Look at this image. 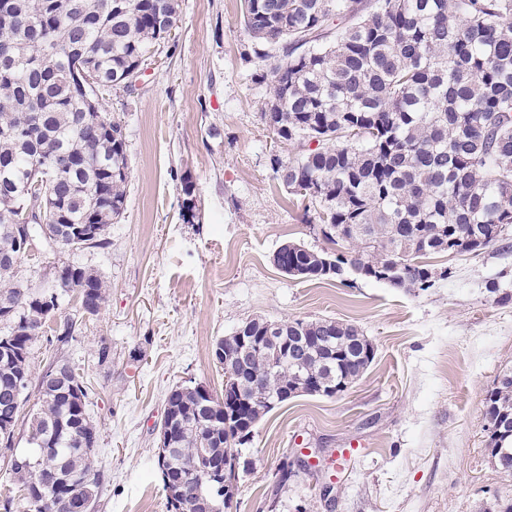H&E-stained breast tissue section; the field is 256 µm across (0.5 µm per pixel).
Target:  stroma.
<instances>
[{"label": "stroma", "mask_w": 512, "mask_h": 512, "mask_svg": "<svg viewBox=\"0 0 512 512\" xmlns=\"http://www.w3.org/2000/svg\"><path fill=\"white\" fill-rule=\"evenodd\" d=\"M240 14L241 0H181L170 44L134 86L102 95L129 158L108 246L72 253L43 242L19 268L40 286L69 260L108 284L67 350L90 383L99 430L96 512H168L156 464L167 393L190 380L223 395L212 346L256 317L352 323L376 355L343 394L296 397L259 422L237 512H489L494 496L512 498V477L488 454L484 408L512 368V302L486 290L495 281L512 294V233L477 255L430 256L450 276L425 291L351 271L320 280L279 271L272 256L283 243L331 245L274 177L272 156L290 149L261 120L269 88L257 79L262 64L244 56ZM185 177L198 200L191 224ZM352 443L361 454L340 472L337 453Z\"/></svg>", "instance_id": "1"}]
</instances>
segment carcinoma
Listing matches in <instances>:
<instances>
[{
  "label": "carcinoma",
  "mask_w": 512,
  "mask_h": 512,
  "mask_svg": "<svg viewBox=\"0 0 512 512\" xmlns=\"http://www.w3.org/2000/svg\"><path fill=\"white\" fill-rule=\"evenodd\" d=\"M178 0H0V254L14 250L25 222L18 177L42 197V222L62 249L104 247L124 212L129 159L121 125L71 78L78 66L118 85L164 43ZM337 19L345 25L335 28ZM247 55L265 67L271 97L266 127L293 148L272 159L275 179L300 204L318 208L323 236L347 251L330 255L288 243L283 266L307 280L365 279L402 264L392 288L437 282L424 258L477 253L512 225V0H243ZM182 218L196 217L195 188L182 181ZM58 294L78 291L97 315L107 285L77 263L61 265ZM81 322L43 308V290L0 265V468L24 512H93L102 492L93 469L97 426L88 381L65 348ZM288 355L266 384L251 372L264 350L251 346L238 378L257 424L276 395L304 379L355 381L372 363V342L354 324L332 319L281 323ZM54 356L38 373L32 345ZM242 347L235 335L218 351ZM28 448H15L22 409ZM489 454L512 474V383L484 398ZM159 430L169 433L163 483L169 512H228L224 490L194 472L199 452L215 469L241 458L224 431V405L180 386L171 389Z\"/></svg>",
  "instance_id": "cac0c4a2"
}]
</instances>
